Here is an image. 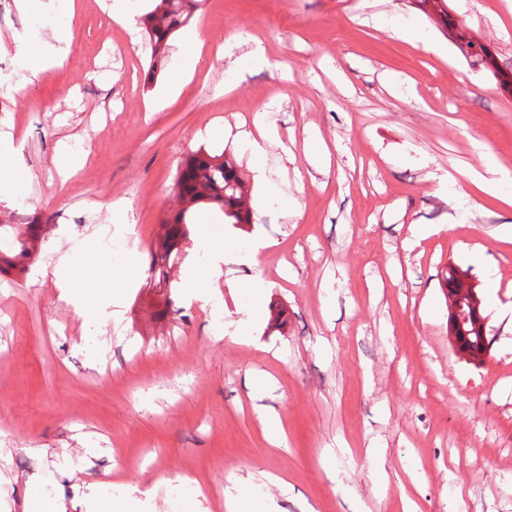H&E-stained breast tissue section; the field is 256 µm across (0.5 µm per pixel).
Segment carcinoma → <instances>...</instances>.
Instances as JSON below:
<instances>
[{
    "mask_svg": "<svg viewBox=\"0 0 512 512\" xmlns=\"http://www.w3.org/2000/svg\"><path fill=\"white\" fill-rule=\"evenodd\" d=\"M201 0H166L164 7L157 5L144 13L139 24L145 33L146 43L150 49L148 61L143 68V85H153L159 73L164 69L168 46L172 37L186 25L199 9ZM478 46L474 60L485 64L490 57L486 45L463 34L457 36L456 47ZM178 195L185 207L169 216L164 235L159 239L157 250L151 253V271L158 277L165 276L164 267L174 254H179L181 241L188 234V225L195 223V209L203 205L222 213L226 224H251L252 213L244 200L247 192L246 183L235 160L226 152L219 154L203 147L190 152L179 164L175 182ZM51 217L40 213L20 219L25 226V237L38 240L42 225L48 224ZM10 240L9 247L0 250V278L11 276L27 270V261L31 252L20 241V235L13 233L9 224L0 226V238ZM462 347L470 355H481L488 351L490 340L482 330H473L468 338L461 339Z\"/></svg>",
    "mask_w": 512,
    "mask_h": 512,
    "instance_id": "1",
    "label": "carcinoma"
}]
</instances>
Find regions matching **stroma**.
I'll use <instances>...</instances> for the list:
<instances>
[{
	"label": "stroma",
	"instance_id": "1",
	"mask_svg": "<svg viewBox=\"0 0 512 512\" xmlns=\"http://www.w3.org/2000/svg\"><path fill=\"white\" fill-rule=\"evenodd\" d=\"M446 8L512 69V0ZM22 14L23 32L0 31V88L28 124L0 112V131L27 143L12 175L27 213L51 222L31 271L0 282V512H86L89 499L98 512H219L242 476L241 512H402L408 469L421 512H512V207L469 179L493 174L512 194V88L467 61L418 0H204L189 26L195 69L172 95L168 69L144 88L143 40L121 36L103 5L30 0ZM66 28L77 36L68 58L33 78L28 50ZM261 126L274 136L254 154L242 136ZM62 143L86 158L64 183ZM201 147L235 156L255 221L199 210L167 270L171 314L156 319L161 297L142 273L113 324L115 297L90 269L121 272L133 254L147 268L181 206L178 163ZM454 169L450 192L428 177ZM57 187L65 205L46 206ZM111 199L127 205L113 246L82 221ZM413 225L428 236L408 250ZM44 266L73 290L37 278ZM452 266L484 297L480 364L448 341ZM204 271L210 287L189 291ZM251 281L263 291L254 320ZM261 411L279 415L281 447Z\"/></svg>",
	"mask_w": 512,
	"mask_h": 512
}]
</instances>
